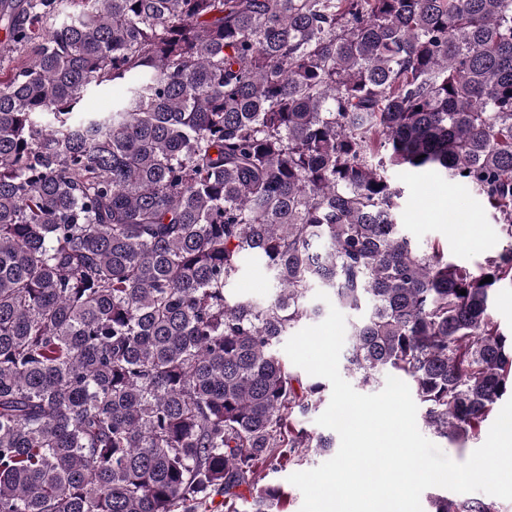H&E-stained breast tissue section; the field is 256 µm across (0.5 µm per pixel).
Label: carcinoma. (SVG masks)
Wrapping results in <instances>:
<instances>
[{"mask_svg": "<svg viewBox=\"0 0 512 512\" xmlns=\"http://www.w3.org/2000/svg\"><path fill=\"white\" fill-rule=\"evenodd\" d=\"M0 32V512H286L267 471L335 447L276 351L316 288L358 387L481 437L512 397V0H0ZM394 168L478 193L507 246H418ZM247 254L265 303L228 296ZM493 313L501 326L509 330L512 326V288L503 286L498 289Z\"/></svg>", "mask_w": 512, "mask_h": 512, "instance_id": "carcinoma-1", "label": "carcinoma"}]
</instances>
